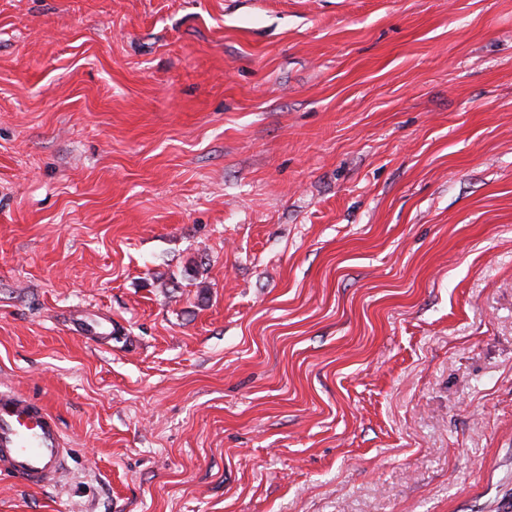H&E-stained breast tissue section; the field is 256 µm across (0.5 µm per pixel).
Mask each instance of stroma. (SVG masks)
I'll return each mask as SVG.
<instances>
[{
	"label": "stroma",
	"instance_id": "stroma-1",
	"mask_svg": "<svg viewBox=\"0 0 512 512\" xmlns=\"http://www.w3.org/2000/svg\"><path fill=\"white\" fill-rule=\"evenodd\" d=\"M1 383L0 512H512V0H0ZM70 451L56 417L42 402L1 385L0 474L44 488L66 473Z\"/></svg>",
	"mask_w": 512,
	"mask_h": 512
}]
</instances>
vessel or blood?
<instances>
[{"label":"vessel or blood","mask_w":512,"mask_h":512,"mask_svg":"<svg viewBox=\"0 0 512 512\" xmlns=\"http://www.w3.org/2000/svg\"><path fill=\"white\" fill-rule=\"evenodd\" d=\"M66 448L56 417L37 400L0 387V474L29 488H44L67 471Z\"/></svg>","instance_id":"1"}]
</instances>
